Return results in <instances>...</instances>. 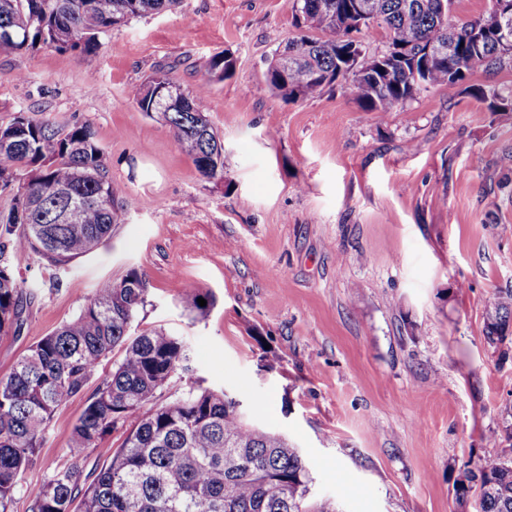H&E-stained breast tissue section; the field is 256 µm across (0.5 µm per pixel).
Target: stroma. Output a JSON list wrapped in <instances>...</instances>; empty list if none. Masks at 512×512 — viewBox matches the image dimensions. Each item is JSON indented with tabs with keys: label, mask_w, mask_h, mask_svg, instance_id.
<instances>
[{
	"label": "stroma",
	"mask_w": 512,
	"mask_h": 512,
	"mask_svg": "<svg viewBox=\"0 0 512 512\" xmlns=\"http://www.w3.org/2000/svg\"><path fill=\"white\" fill-rule=\"evenodd\" d=\"M300 34L293 0H179L92 51L0 50V123H90L127 217L66 266L7 249L33 293L21 331L0 335V375L134 269L149 288L132 334L166 329L192 356L157 403L193 385L235 397L300 449L311 496L339 512H456L459 471L512 449V359L485 337L487 296L512 289V117L472 93L512 86V70L474 68L400 112L363 111L337 83L306 101L259 92ZM221 52L234 72L209 80ZM158 70L202 94L223 183L132 102ZM194 293L212 296L206 313L185 308ZM122 355L56 411L10 512L56 470L103 465L104 448L76 459L67 443Z\"/></svg>",
	"instance_id": "1"
}]
</instances>
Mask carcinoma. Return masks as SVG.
Returning <instances> with one entry per match:
<instances>
[{
	"instance_id": "carcinoma-1",
	"label": "carcinoma",
	"mask_w": 512,
	"mask_h": 512,
	"mask_svg": "<svg viewBox=\"0 0 512 512\" xmlns=\"http://www.w3.org/2000/svg\"><path fill=\"white\" fill-rule=\"evenodd\" d=\"M178 0H0V49L37 43L92 50L99 35L129 19L158 13ZM455 0H294L295 21L324 33L289 42L288 77L274 52L259 85L289 101L318 97L337 80L366 112L402 109L418 94L451 87L481 67L512 68V44L493 29V11L463 22L452 19ZM386 31L390 51L344 59L351 34ZM235 61L219 54L209 75L232 74ZM178 89L161 105L158 90ZM491 112L512 115V87L476 89ZM139 111L158 116L207 180L224 182V147L202 105L168 74L157 72L130 89ZM14 183L23 200L0 217L14 249L33 251L53 265L91 253L112 237L126 216L123 186L106 175V159L91 125L62 129L20 113L0 125V185ZM81 199L72 207L66 196ZM148 283L135 269L104 281L72 319L41 337L0 375V512H9L26 471L44 441L47 424L80 394L115 348L123 351L95 388L75 423L68 448L77 458L99 448L118 424L137 423L105 464L80 482L76 467L55 471L33 494L30 512H335L327 500L311 501L309 469L299 448L281 433L256 426L224 393L191 388L171 403L157 391L177 372L190 371L180 337L163 328L130 337L146 302ZM24 281L0 262V333L23 325ZM486 338L501 361L512 357V290L485 300ZM459 512H512V458L482 459L464 467L453 484Z\"/></svg>"
}]
</instances>
